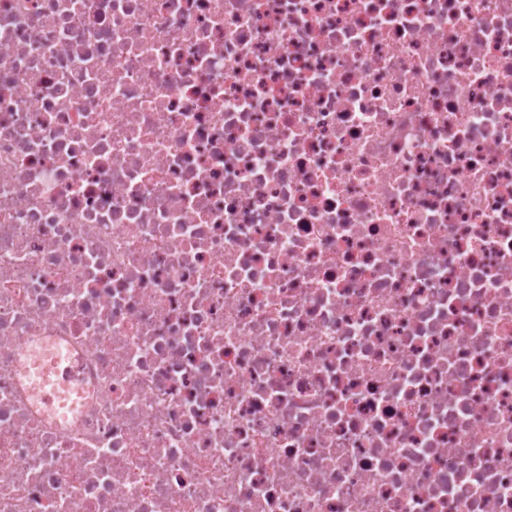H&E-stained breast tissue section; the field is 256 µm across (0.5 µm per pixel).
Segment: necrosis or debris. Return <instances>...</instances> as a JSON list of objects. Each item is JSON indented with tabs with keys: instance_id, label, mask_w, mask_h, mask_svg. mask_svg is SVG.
<instances>
[{
	"instance_id": "obj_1",
	"label": "necrosis or debris",
	"mask_w": 512,
	"mask_h": 512,
	"mask_svg": "<svg viewBox=\"0 0 512 512\" xmlns=\"http://www.w3.org/2000/svg\"><path fill=\"white\" fill-rule=\"evenodd\" d=\"M0 512H512V0H0Z\"/></svg>"
}]
</instances>
